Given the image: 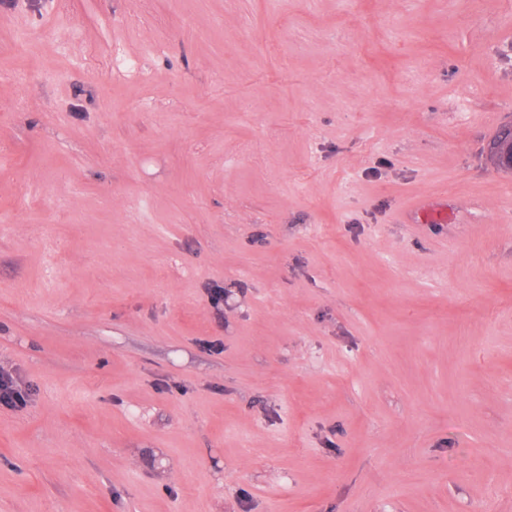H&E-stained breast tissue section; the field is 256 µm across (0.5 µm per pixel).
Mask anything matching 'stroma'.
<instances>
[{
    "mask_svg": "<svg viewBox=\"0 0 512 512\" xmlns=\"http://www.w3.org/2000/svg\"><path fill=\"white\" fill-rule=\"evenodd\" d=\"M506 128L512 0H0V512H512ZM30 392L12 372L0 368V407L10 410L27 405Z\"/></svg>",
    "mask_w": 512,
    "mask_h": 512,
    "instance_id": "obj_1",
    "label": "stroma"
}]
</instances>
